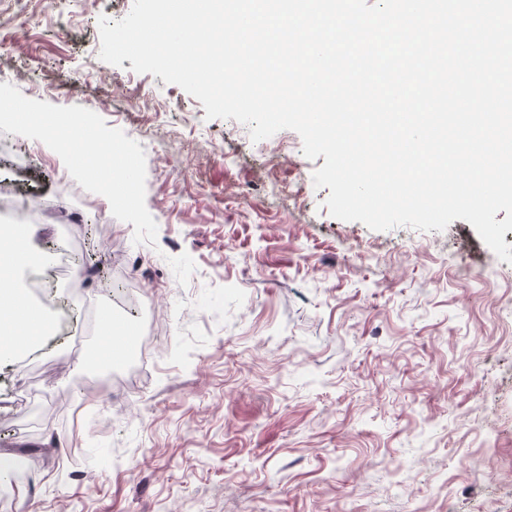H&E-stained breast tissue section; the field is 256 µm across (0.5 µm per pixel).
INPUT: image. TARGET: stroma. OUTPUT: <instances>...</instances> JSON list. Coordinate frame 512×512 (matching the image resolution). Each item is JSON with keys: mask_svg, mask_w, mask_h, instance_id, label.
Here are the masks:
<instances>
[{"mask_svg": "<svg viewBox=\"0 0 512 512\" xmlns=\"http://www.w3.org/2000/svg\"><path fill=\"white\" fill-rule=\"evenodd\" d=\"M132 6L0 0V83L139 142L158 226L134 244L54 151L0 130V182L46 189L41 214L0 225L43 254L52 292L26 266L11 284L69 329L0 360V453L52 448L0 476V512H512V264L462 219H337L296 132L252 141L102 61L99 17ZM108 316L135 332L119 364L98 352Z\"/></svg>", "mask_w": 512, "mask_h": 512, "instance_id": "stroma-1", "label": "stroma"}]
</instances>
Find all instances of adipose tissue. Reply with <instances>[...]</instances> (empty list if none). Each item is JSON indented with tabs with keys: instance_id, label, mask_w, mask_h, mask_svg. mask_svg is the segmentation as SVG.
<instances>
[{
	"instance_id": "1",
	"label": "adipose tissue",
	"mask_w": 512,
	"mask_h": 512,
	"mask_svg": "<svg viewBox=\"0 0 512 512\" xmlns=\"http://www.w3.org/2000/svg\"><path fill=\"white\" fill-rule=\"evenodd\" d=\"M36 252L25 250L9 255L7 268H0V359L10 356L22 345L44 335L45 327H25L15 322V304L18 293L8 287L12 267L41 262Z\"/></svg>"
}]
</instances>
